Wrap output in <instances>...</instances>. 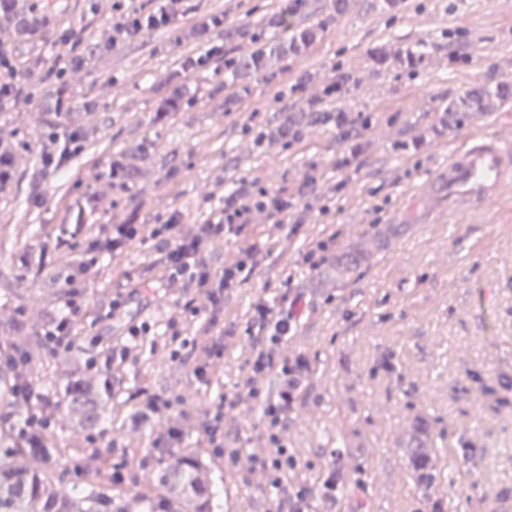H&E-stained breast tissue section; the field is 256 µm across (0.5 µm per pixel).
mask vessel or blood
I'll return each mask as SVG.
<instances>
[{
	"label": "vessel or blood",
	"instance_id": "1",
	"mask_svg": "<svg viewBox=\"0 0 512 512\" xmlns=\"http://www.w3.org/2000/svg\"><path fill=\"white\" fill-rule=\"evenodd\" d=\"M512 187V135L494 132L468 139L449 159L448 169L428 186L452 214L481 209Z\"/></svg>",
	"mask_w": 512,
	"mask_h": 512
}]
</instances>
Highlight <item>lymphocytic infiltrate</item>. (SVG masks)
<instances>
[{
    "label": "lymphocytic infiltrate",
    "instance_id": "lymphocytic-infiltrate-1",
    "mask_svg": "<svg viewBox=\"0 0 512 512\" xmlns=\"http://www.w3.org/2000/svg\"><path fill=\"white\" fill-rule=\"evenodd\" d=\"M179 4L180 0H158L156 8L148 13L133 5H126L117 15L115 27L126 37H140L170 24ZM290 207V201L256 184L246 192H225L223 207L211 212L193 236H185L176 219H168L164 226L167 233L164 271L167 277L183 280L194 288L206 289L212 303H219L222 290L236 287L254 274L258 248L256 245H249L239 252L232 263L225 265L222 272L216 273L205 259L208 243L229 235H239L257 212L266 214L277 222H284ZM293 322L292 313H277L266 304L257 306L247 328L251 351L250 366L242 378L238 394L232 398H224L211 409L201 429L202 436L210 447H223L224 420L235 408L239 398L244 396L259 403L263 408L262 439L265 448L252 454L251 461L255 467L267 474L269 485L276 490L281 489L291 463L288 448L280 439V432L294 403L296 382L293 366H290L288 359L280 357L274 351L273 345L287 337ZM272 373L280 374L283 378L280 391L273 397L265 393L263 386L265 377Z\"/></svg>",
    "mask_w": 512,
    "mask_h": 512
}]
</instances>
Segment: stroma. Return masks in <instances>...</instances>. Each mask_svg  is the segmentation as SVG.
I'll return each instance as SVG.
<instances>
[{
	"label": "stroma",
	"mask_w": 512,
	"mask_h": 512,
	"mask_svg": "<svg viewBox=\"0 0 512 512\" xmlns=\"http://www.w3.org/2000/svg\"><path fill=\"white\" fill-rule=\"evenodd\" d=\"M115 0H19L37 17L24 28L0 19V45L22 70H40L69 29L87 48L62 79L34 81L0 111V143L13 150L12 176L0 187V349L29 354L23 373L60 406L72 375H112L111 416L93 437L54 419L47 437L54 472L80 486L84 452L100 450L121 469V491L152 497L177 430L176 453L208 465L218 512H279L264 472L251 469L262 408L242 400L224 421L237 462L201 437L207 412L234 393L258 303L297 309L295 330L277 351L296 364L300 386L281 438L297 463L288 482L310 495V512H503L512 488V406L484 405L477 377L512 381V189L483 210L452 215L423 185L484 126L512 132V0H487L479 12L462 0H404L394 15L383 0H309L296 29L315 27L307 48L273 51L268 71L228 86L224 64L186 70L209 45L248 52L225 40L243 24L261 28L287 0H182L172 22L136 39L115 29ZM224 15L211 44L194 26ZM353 80L351 119L371 115L346 147L327 114L297 119L337 72ZM181 87L190 107L163 126L149 124L157 101ZM300 120L298 138L280 125ZM83 150L61 167L45 152L74 130ZM128 192L113 186L107 162L134 152ZM259 183L298 204L289 224L256 215L236 238L208 244L215 271L251 243L262 251L255 275L211 304L203 289L162 275L163 245L147 240L87 266L88 249L115 224H160L176 216L196 233L222 192ZM99 199L82 209L85 196ZM82 213V224L73 216ZM327 252L313 254L317 243ZM140 289L113 313L112 301ZM75 302L73 348L54 351L45 329ZM192 304L198 316L170 327ZM147 325L130 335L131 326ZM127 351L113 361V351ZM205 374H197L198 366ZM172 409L141 418L145 396ZM436 446L441 482L417 486L405 448L414 420Z\"/></svg>",
	"instance_id": "1"
}]
</instances>
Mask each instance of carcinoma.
Wrapping results in <instances>:
<instances>
[{"instance_id":"obj_1","label":"carcinoma","mask_w":512,"mask_h":512,"mask_svg":"<svg viewBox=\"0 0 512 512\" xmlns=\"http://www.w3.org/2000/svg\"><path fill=\"white\" fill-rule=\"evenodd\" d=\"M308 0H289L284 11L269 21L275 32L288 31V18L302 15ZM269 43L263 42L248 56L233 58L224 67L231 78L246 71L260 74L265 71V57ZM166 102L174 107H158L152 123H164L179 111L183 102L175 91ZM112 181L121 188L131 183L134 167L123 152L112 153L109 162ZM482 395L492 410L509 405V398L499 394L498 387L477 378ZM112 400V376L82 377L69 385L65 392L66 414L81 429L93 431L100 427L103 412ZM8 437L0 433V512H212V491L209 470L193 454H183L159 472L155 478L156 494L144 501L112 491V487L87 479L83 487L68 489L57 481L49 465L50 449L38 436L29 446L7 445ZM430 439L422 426L410 437L409 448L415 461L416 478L422 483L437 479L430 469L427 448Z\"/></svg>"}]
</instances>
